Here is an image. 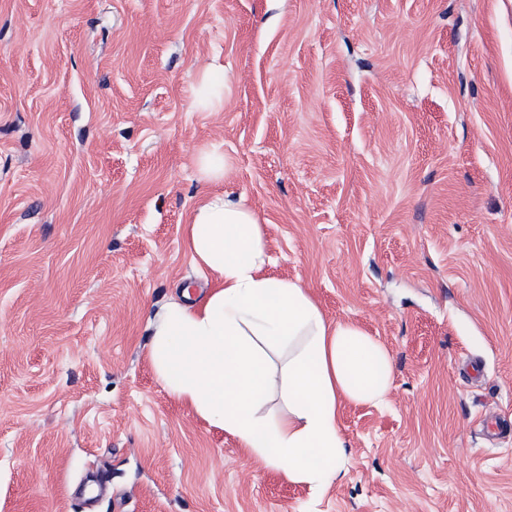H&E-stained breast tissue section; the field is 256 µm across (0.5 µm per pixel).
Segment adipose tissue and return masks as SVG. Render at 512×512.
Listing matches in <instances>:
<instances>
[{
  "mask_svg": "<svg viewBox=\"0 0 512 512\" xmlns=\"http://www.w3.org/2000/svg\"><path fill=\"white\" fill-rule=\"evenodd\" d=\"M185 242L210 288L201 302L176 301L158 314L150 350L158 378L289 480L332 484L346 457L340 409L385 401L387 350L352 324L327 322L298 282L266 273L260 221L243 201L210 197L193 211ZM286 345L296 349L288 407L260 415L276 392L267 350Z\"/></svg>",
  "mask_w": 512,
  "mask_h": 512,
  "instance_id": "1",
  "label": "adipose tissue"
}]
</instances>
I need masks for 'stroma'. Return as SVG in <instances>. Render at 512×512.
<instances>
[{
	"label": "stroma",
	"instance_id": "stroma-1",
	"mask_svg": "<svg viewBox=\"0 0 512 512\" xmlns=\"http://www.w3.org/2000/svg\"><path fill=\"white\" fill-rule=\"evenodd\" d=\"M217 193L392 358L321 493L151 363ZM0 512H512V0H0ZM200 85L203 88L202 109L221 104L224 100V79H218L211 70H205L200 76ZM197 168L200 174L208 180H221L227 167L224 152L212 148L202 151L196 158Z\"/></svg>",
	"mask_w": 512,
	"mask_h": 512
}]
</instances>
